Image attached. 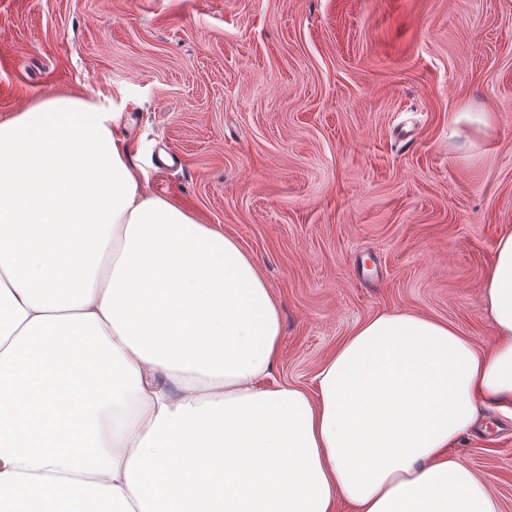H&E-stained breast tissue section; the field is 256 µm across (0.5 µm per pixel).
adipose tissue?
Segmentation results:
<instances>
[{
    "mask_svg": "<svg viewBox=\"0 0 512 512\" xmlns=\"http://www.w3.org/2000/svg\"><path fill=\"white\" fill-rule=\"evenodd\" d=\"M496 336L383 312L315 393L274 381L280 305L238 241L148 194L104 104L0 120V512H501L454 452L512 414V233Z\"/></svg>",
    "mask_w": 512,
    "mask_h": 512,
    "instance_id": "adipose-tissue-1",
    "label": "adipose tissue"
}]
</instances>
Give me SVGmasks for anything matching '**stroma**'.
<instances>
[{"instance_id": "stroma-1", "label": "stroma", "mask_w": 512, "mask_h": 512, "mask_svg": "<svg viewBox=\"0 0 512 512\" xmlns=\"http://www.w3.org/2000/svg\"><path fill=\"white\" fill-rule=\"evenodd\" d=\"M83 95L149 193L238 240L281 310L273 378L313 390L386 311L495 336L512 230V0H0V119ZM455 452L512 512V419Z\"/></svg>"}]
</instances>
